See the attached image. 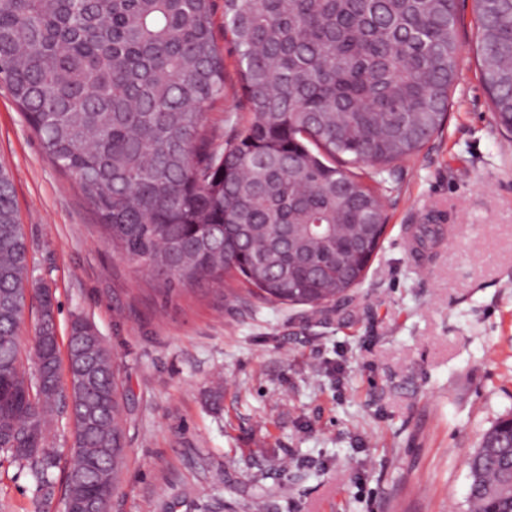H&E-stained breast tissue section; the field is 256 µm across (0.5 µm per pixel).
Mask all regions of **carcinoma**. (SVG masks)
Here are the masks:
<instances>
[{
    "instance_id": "carcinoma-1",
    "label": "carcinoma",
    "mask_w": 512,
    "mask_h": 512,
    "mask_svg": "<svg viewBox=\"0 0 512 512\" xmlns=\"http://www.w3.org/2000/svg\"><path fill=\"white\" fill-rule=\"evenodd\" d=\"M480 78L512 132V0H475ZM213 0H0V84L46 157L77 183L105 241L169 296L235 275L293 308L342 302L382 234L384 174L444 127L458 79L457 0H224L251 121L223 147ZM294 224L293 246L274 235ZM34 290L13 177L0 166V455L53 494L49 424L62 398L53 296L39 295L41 367L18 332ZM72 443L63 504L119 489L116 367L92 321L66 346ZM467 512H512V414L468 460Z\"/></svg>"
}]
</instances>
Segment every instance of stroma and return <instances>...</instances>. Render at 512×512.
Returning a JSON list of instances; mask_svg holds the SVG:
<instances>
[{
  "instance_id": "stroma-1",
  "label": "stroma",
  "mask_w": 512,
  "mask_h": 512,
  "mask_svg": "<svg viewBox=\"0 0 512 512\" xmlns=\"http://www.w3.org/2000/svg\"><path fill=\"white\" fill-rule=\"evenodd\" d=\"M474 10L459 0L443 136L392 165L363 285L319 309L219 285L165 299L102 242L0 87V165L58 336L86 315L118 366L126 447L111 512H466L467 459L512 413V135L479 78ZM214 34L227 97L206 122L224 143L243 118L224 0ZM425 224L445 233L421 249ZM38 506L25 471L0 458V512Z\"/></svg>"
}]
</instances>
